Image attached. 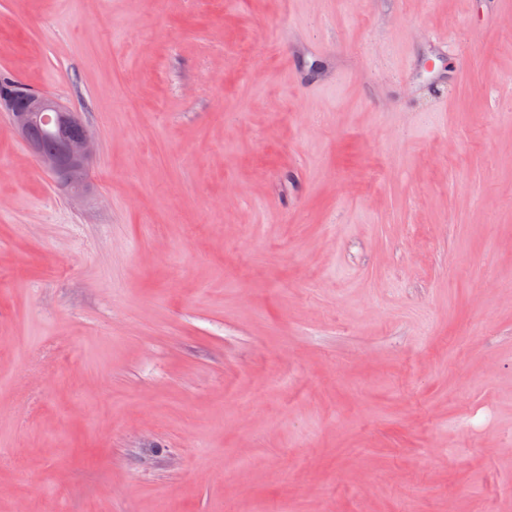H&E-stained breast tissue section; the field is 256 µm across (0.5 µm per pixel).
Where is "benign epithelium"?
<instances>
[{
	"label": "benign epithelium",
	"mask_w": 512,
	"mask_h": 512,
	"mask_svg": "<svg viewBox=\"0 0 512 512\" xmlns=\"http://www.w3.org/2000/svg\"><path fill=\"white\" fill-rule=\"evenodd\" d=\"M6 112L31 153L54 176L70 166L88 169L95 139L77 113L55 98L20 86L0 87Z\"/></svg>",
	"instance_id": "1"
}]
</instances>
